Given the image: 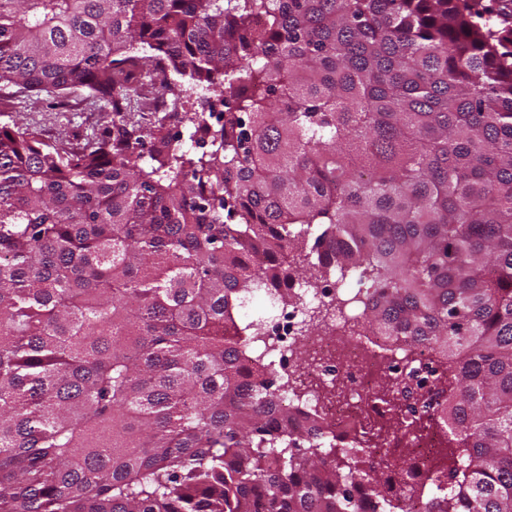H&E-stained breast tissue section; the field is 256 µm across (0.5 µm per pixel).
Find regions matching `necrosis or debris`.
<instances>
[{
	"instance_id": "obj_1",
	"label": "necrosis or debris",
	"mask_w": 512,
	"mask_h": 512,
	"mask_svg": "<svg viewBox=\"0 0 512 512\" xmlns=\"http://www.w3.org/2000/svg\"><path fill=\"white\" fill-rule=\"evenodd\" d=\"M336 293L332 284L297 288V303L277 307L265 321L263 333L275 345L272 366L277 378L293 384L285 403L301 402L330 431L360 434L386 418L384 405L370 395L373 368L386 364L380 350L363 338L339 342L299 333L308 306L334 299Z\"/></svg>"
}]
</instances>
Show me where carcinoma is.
Listing matches in <instances>:
<instances>
[{
  "mask_svg": "<svg viewBox=\"0 0 512 512\" xmlns=\"http://www.w3.org/2000/svg\"><path fill=\"white\" fill-rule=\"evenodd\" d=\"M9 86L112 125L0 126V512H512V0H0ZM333 271L437 389L349 442L239 316ZM446 435L443 431L435 430L434 432L425 434L422 439L416 443V452L408 457L407 469L411 473L414 481H423L429 470L427 461L434 454V449L438 448V452L442 449V443Z\"/></svg>",
  "mask_w": 512,
  "mask_h": 512,
  "instance_id": "cac0c4a2",
  "label": "carcinoma"
}]
</instances>
